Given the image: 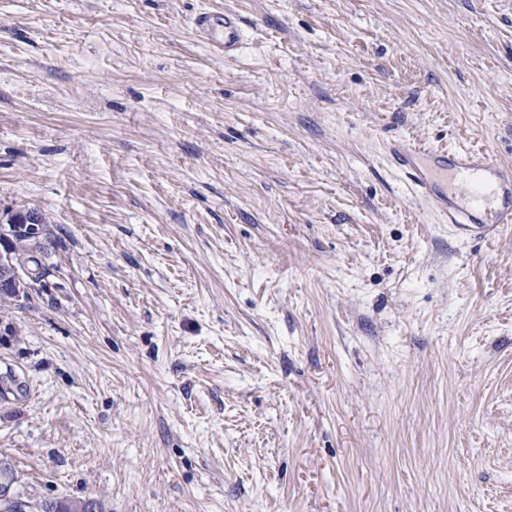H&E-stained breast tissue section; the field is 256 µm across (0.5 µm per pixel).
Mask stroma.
Segmentation results:
<instances>
[{"mask_svg": "<svg viewBox=\"0 0 512 512\" xmlns=\"http://www.w3.org/2000/svg\"><path fill=\"white\" fill-rule=\"evenodd\" d=\"M229 11L231 56L197 25ZM512 164V0H0V461L102 512H512V225L386 140ZM386 149L457 235L493 239L512 224V167L489 151L425 147L404 138L391 140ZM22 237L27 241L25 253L40 255L47 245L40 215L31 209L11 213L6 221L0 219V288L23 290L29 298L47 288H53L50 280L53 272L40 276L29 268L28 261L19 256L23 245L15 240Z\"/></svg>", "mask_w": 512, "mask_h": 512, "instance_id": "35a3bbf8", "label": "stroma"}]
</instances>
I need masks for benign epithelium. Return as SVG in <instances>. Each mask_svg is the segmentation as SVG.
Returning a JSON list of instances; mask_svg holds the SVG:
<instances>
[{"instance_id":"7a95c632","label":"benign epithelium","mask_w":512,"mask_h":512,"mask_svg":"<svg viewBox=\"0 0 512 512\" xmlns=\"http://www.w3.org/2000/svg\"><path fill=\"white\" fill-rule=\"evenodd\" d=\"M27 241L26 253L39 255L47 245L40 215L31 209L11 213L0 219V288H16L33 296L53 287L50 276H41L29 268L28 261L19 256L15 240Z\"/></svg>"}]
</instances>
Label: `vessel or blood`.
I'll return each instance as SVG.
<instances>
[{
  "label": "vessel or blood",
  "mask_w": 512,
  "mask_h": 512,
  "mask_svg": "<svg viewBox=\"0 0 512 512\" xmlns=\"http://www.w3.org/2000/svg\"><path fill=\"white\" fill-rule=\"evenodd\" d=\"M199 26L221 34L225 54L236 50L239 29L231 14L204 15ZM387 153L457 235L493 239L512 224V165L489 151L432 148L396 138L389 142Z\"/></svg>",
  "instance_id": "obj_1"
}]
</instances>
